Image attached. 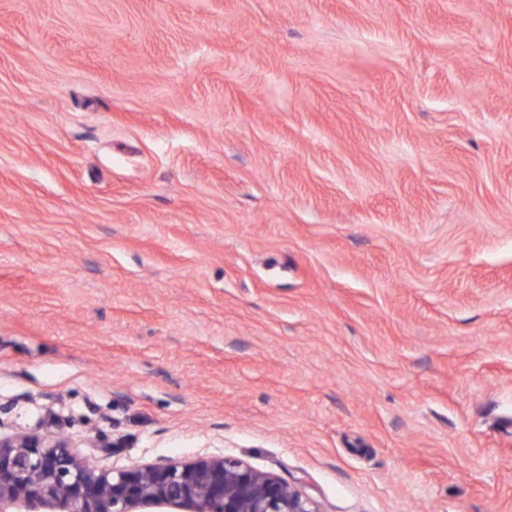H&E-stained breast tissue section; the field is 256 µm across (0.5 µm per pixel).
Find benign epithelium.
Listing matches in <instances>:
<instances>
[{"instance_id": "obj_1", "label": "benign epithelium", "mask_w": 512, "mask_h": 512, "mask_svg": "<svg viewBox=\"0 0 512 512\" xmlns=\"http://www.w3.org/2000/svg\"><path fill=\"white\" fill-rule=\"evenodd\" d=\"M0 512H321L296 486L231 457L112 472L57 436L0 438Z\"/></svg>"}]
</instances>
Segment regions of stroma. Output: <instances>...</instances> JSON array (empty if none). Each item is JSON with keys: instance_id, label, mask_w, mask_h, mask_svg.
I'll list each match as a JSON object with an SVG mask.
<instances>
[{"instance_id": "35a3bbf8", "label": "stroma", "mask_w": 512, "mask_h": 512, "mask_svg": "<svg viewBox=\"0 0 512 512\" xmlns=\"http://www.w3.org/2000/svg\"><path fill=\"white\" fill-rule=\"evenodd\" d=\"M18 432L512 512V0H0Z\"/></svg>"}]
</instances>
